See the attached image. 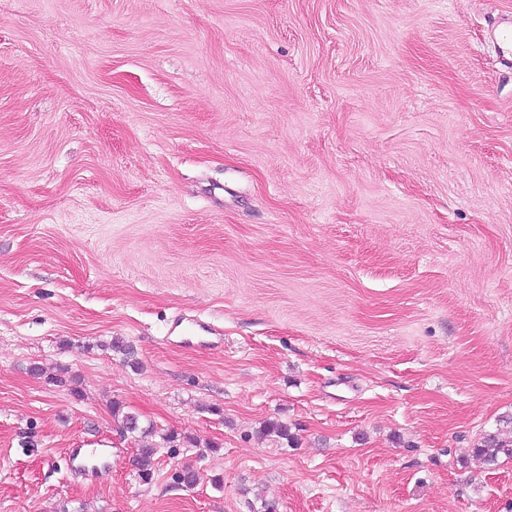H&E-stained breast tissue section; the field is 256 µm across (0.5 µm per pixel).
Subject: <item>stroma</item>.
<instances>
[{
	"label": "stroma",
	"mask_w": 512,
	"mask_h": 512,
	"mask_svg": "<svg viewBox=\"0 0 512 512\" xmlns=\"http://www.w3.org/2000/svg\"><path fill=\"white\" fill-rule=\"evenodd\" d=\"M511 23L0 0V512H512ZM116 401L178 436L151 483ZM474 453L488 464H496L502 456L511 459L512 440H500L497 435H489L480 446L475 448Z\"/></svg>",
	"instance_id": "35a3bbf8"
}]
</instances>
